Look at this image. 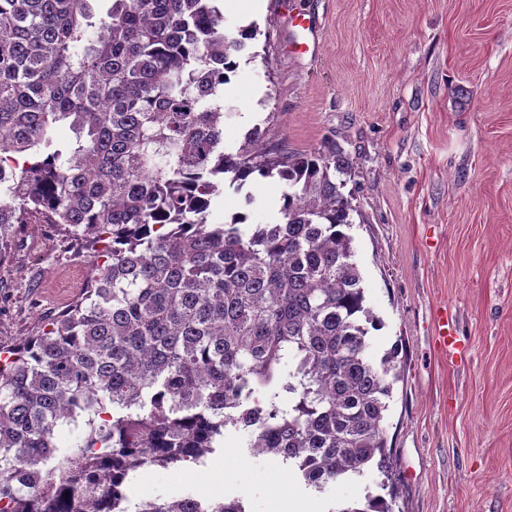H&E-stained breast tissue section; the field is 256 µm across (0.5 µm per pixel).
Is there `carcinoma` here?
Instances as JSON below:
<instances>
[{
    "label": "carcinoma",
    "mask_w": 512,
    "mask_h": 512,
    "mask_svg": "<svg viewBox=\"0 0 512 512\" xmlns=\"http://www.w3.org/2000/svg\"><path fill=\"white\" fill-rule=\"evenodd\" d=\"M92 2L0 0V262L39 218L109 239L84 293L0 351V512H128L134 472L198 462L227 430L318 493L375 469L388 495L329 512H394L398 348L368 351L382 321L336 181L349 159L334 142L272 152L257 126L225 150L221 91L258 30L226 34L217 0ZM257 178L284 185L279 221L208 223L224 184ZM61 423L82 444L59 450ZM134 512L246 509L187 495Z\"/></svg>",
    "instance_id": "cac0c4a2"
}]
</instances>
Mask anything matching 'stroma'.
I'll return each mask as SVG.
<instances>
[{
	"label": "stroma",
	"instance_id": "stroma-1",
	"mask_svg": "<svg viewBox=\"0 0 512 512\" xmlns=\"http://www.w3.org/2000/svg\"><path fill=\"white\" fill-rule=\"evenodd\" d=\"M313 18L316 48L293 53ZM259 34L224 87V142L252 127L264 145L310 153L336 142L368 306L383 321L369 351L398 348L387 418L398 512H512V0H261L224 16ZM282 185L225 188L209 221L249 207L273 220ZM252 205H245V195ZM95 251L64 228L25 225L0 264V347L40 335L90 281ZM447 313L454 354L436 343ZM223 468H214V460ZM239 498L247 512H329L280 462L229 430L215 456L146 467L130 503Z\"/></svg>",
	"mask_w": 512,
	"mask_h": 512
}]
</instances>
